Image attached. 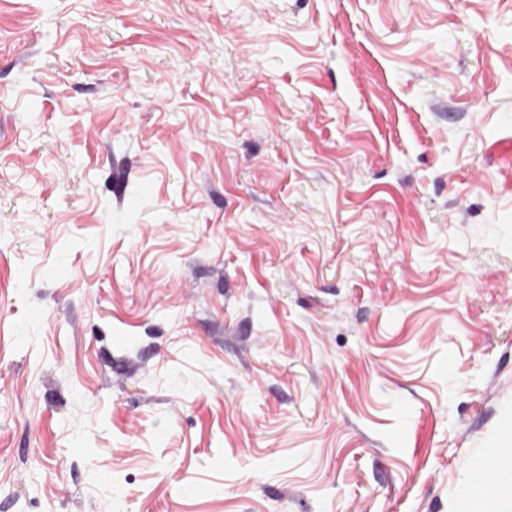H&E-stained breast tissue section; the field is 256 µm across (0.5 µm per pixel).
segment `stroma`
Here are the masks:
<instances>
[{"label":"stroma","mask_w":512,"mask_h":512,"mask_svg":"<svg viewBox=\"0 0 512 512\" xmlns=\"http://www.w3.org/2000/svg\"><path fill=\"white\" fill-rule=\"evenodd\" d=\"M512 422V0H0V512H448Z\"/></svg>","instance_id":"stroma-1"}]
</instances>
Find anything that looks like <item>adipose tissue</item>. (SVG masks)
<instances>
[{"label": "adipose tissue", "mask_w": 512, "mask_h": 512, "mask_svg": "<svg viewBox=\"0 0 512 512\" xmlns=\"http://www.w3.org/2000/svg\"><path fill=\"white\" fill-rule=\"evenodd\" d=\"M496 476L479 496L464 495L453 512H512V427L503 428L493 454Z\"/></svg>", "instance_id": "obj_1"}]
</instances>
